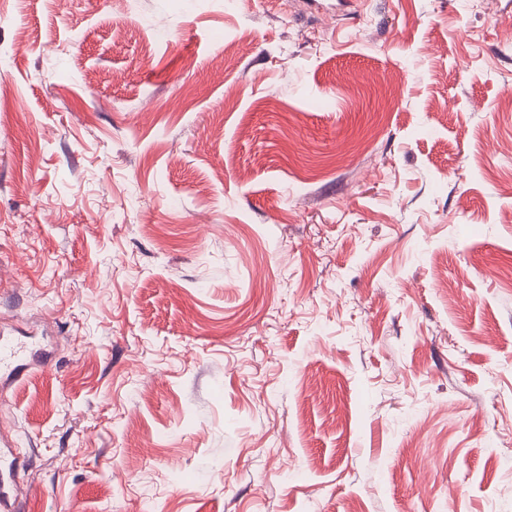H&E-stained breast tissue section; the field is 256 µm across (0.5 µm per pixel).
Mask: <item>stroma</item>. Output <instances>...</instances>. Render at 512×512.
<instances>
[{
  "label": "stroma",
  "mask_w": 512,
  "mask_h": 512,
  "mask_svg": "<svg viewBox=\"0 0 512 512\" xmlns=\"http://www.w3.org/2000/svg\"><path fill=\"white\" fill-rule=\"evenodd\" d=\"M512 0H0L19 512H512Z\"/></svg>",
  "instance_id": "1"
}]
</instances>
